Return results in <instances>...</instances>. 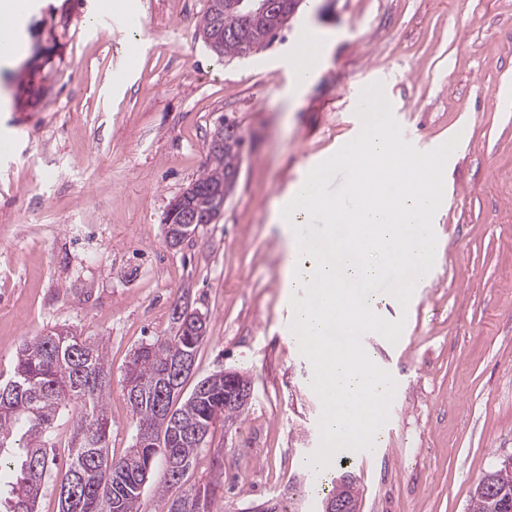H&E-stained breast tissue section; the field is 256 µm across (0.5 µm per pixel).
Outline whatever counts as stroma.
I'll return each instance as SVG.
<instances>
[{
	"mask_svg": "<svg viewBox=\"0 0 512 512\" xmlns=\"http://www.w3.org/2000/svg\"><path fill=\"white\" fill-rule=\"evenodd\" d=\"M113 0H30L22 58L0 65V372L50 328L103 338L114 456L135 442L124 367L171 335L175 306L207 315L184 385L221 370L252 381L249 408L216 424L187 479L211 512H322L303 461L320 445L313 370L289 333L282 240L271 211L359 129L356 90L384 81L408 140L460 142L434 218L440 248L394 346L363 336L395 393L376 454L347 460L357 512H468L512 458V0H302L264 48L219 57L197 32L207 0H126L133 28L94 21ZM323 42L315 78L287 64ZM244 139L214 223L170 247L169 202L201 174L212 137Z\"/></svg>",
	"mask_w": 512,
	"mask_h": 512,
	"instance_id": "obj_1",
	"label": "stroma"
}]
</instances>
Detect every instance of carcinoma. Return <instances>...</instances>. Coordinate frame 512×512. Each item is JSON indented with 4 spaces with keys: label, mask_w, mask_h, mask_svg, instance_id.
<instances>
[{
    "label": "carcinoma",
    "mask_w": 512,
    "mask_h": 512,
    "mask_svg": "<svg viewBox=\"0 0 512 512\" xmlns=\"http://www.w3.org/2000/svg\"><path fill=\"white\" fill-rule=\"evenodd\" d=\"M231 0H208L199 28L204 44L218 56L243 55L273 40L289 23L268 13L242 21L230 10ZM211 141L207 163L199 177L168 205L164 224L181 223L188 211L203 219L216 218V195H229L236 184L243 138L220 131ZM176 331L138 348L124 369L123 389L136 392L129 403L137 433L135 443L118 459L108 453L111 420L106 398L112 374L101 338L72 330L34 336L17 351L9 377H0V512H37L45 483L52 478L67 486L59 512H141V485L157 463L163 470L158 485L160 512H210L214 490L186 485V474L200 445L184 435L193 427L204 433L220 420L239 417L248 406L224 403V376L216 372L200 379L191 395L163 393L153 381L168 370L173 357L197 352L205 334L195 322L173 317ZM74 430L59 462L55 427L66 415ZM28 438L17 443L16 436ZM339 479L326 496L357 506L351 474ZM180 495L169 496L172 489ZM470 512H512V465L500 466L478 483Z\"/></svg>",
    "instance_id": "1"
}]
</instances>
